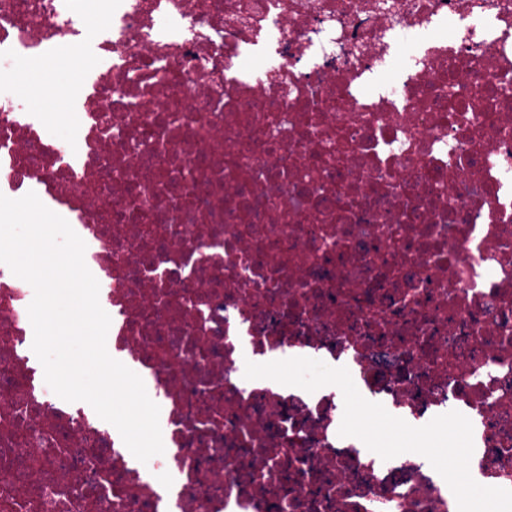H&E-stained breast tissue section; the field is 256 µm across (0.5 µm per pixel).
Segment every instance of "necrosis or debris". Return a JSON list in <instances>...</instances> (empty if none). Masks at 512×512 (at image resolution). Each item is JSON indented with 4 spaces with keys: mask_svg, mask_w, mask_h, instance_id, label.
I'll list each match as a JSON object with an SVG mask.
<instances>
[{
    "mask_svg": "<svg viewBox=\"0 0 512 512\" xmlns=\"http://www.w3.org/2000/svg\"><path fill=\"white\" fill-rule=\"evenodd\" d=\"M85 2L0 0V194L68 213L164 452L61 402L0 263V512H458L423 455L340 436L339 388L245 381L246 352L460 412L512 490V0H112L96 30ZM61 48L58 129L29 73Z\"/></svg>",
    "mask_w": 512,
    "mask_h": 512,
    "instance_id": "1",
    "label": "necrosis or debris"
}]
</instances>
